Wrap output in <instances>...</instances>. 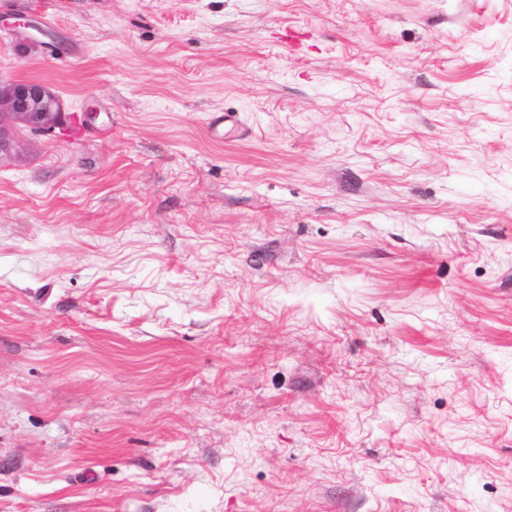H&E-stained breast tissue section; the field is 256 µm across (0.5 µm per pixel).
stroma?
<instances>
[{"label":"stroma","mask_w":512,"mask_h":512,"mask_svg":"<svg viewBox=\"0 0 512 512\" xmlns=\"http://www.w3.org/2000/svg\"><path fill=\"white\" fill-rule=\"evenodd\" d=\"M15 79L0 512H512V0H0ZM60 109L58 96L47 84L28 80L0 81V158L14 149L16 141L9 133L17 124L52 131L60 121Z\"/></svg>","instance_id":"35a3bbf8"}]
</instances>
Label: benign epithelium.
Segmentation results:
<instances>
[{
	"instance_id": "obj_1",
	"label": "benign epithelium",
	"mask_w": 512,
	"mask_h": 512,
	"mask_svg": "<svg viewBox=\"0 0 512 512\" xmlns=\"http://www.w3.org/2000/svg\"><path fill=\"white\" fill-rule=\"evenodd\" d=\"M60 100L44 83L14 80L0 81V158L15 147L10 131L18 124L49 132L59 123Z\"/></svg>"
}]
</instances>
